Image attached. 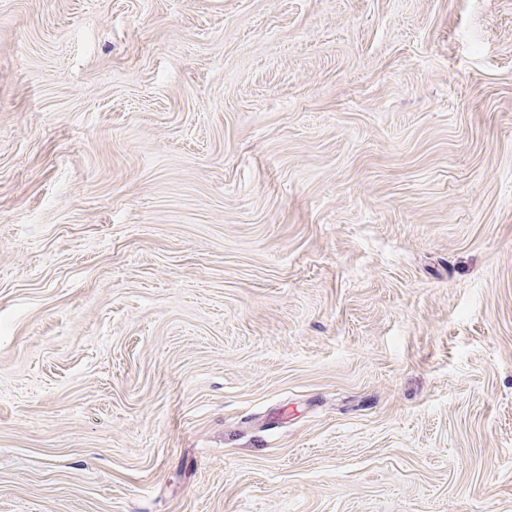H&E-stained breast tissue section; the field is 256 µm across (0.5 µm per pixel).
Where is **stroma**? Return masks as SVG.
<instances>
[{
  "mask_svg": "<svg viewBox=\"0 0 512 512\" xmlns=\"http://www.w3.org/2000/svg\"><path fill=\"white\" fill-rule=\"evenodd\" d=\"M0 512H512V0H0Z\"/></svg>",
  "mask_w": 512,
  "mask_h": 512,
  "instance_id": "stroma-1",
  "label": "stroma"
}]
</instances>
